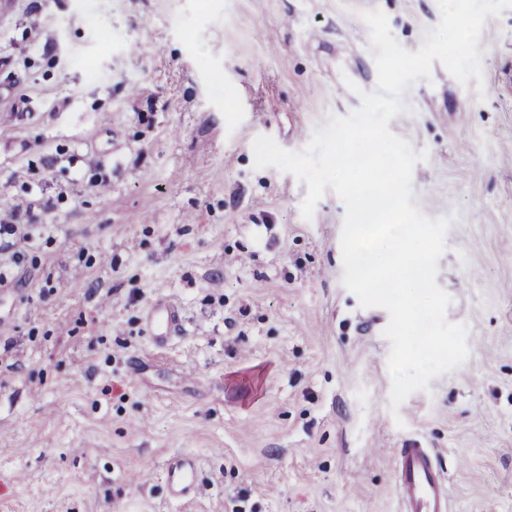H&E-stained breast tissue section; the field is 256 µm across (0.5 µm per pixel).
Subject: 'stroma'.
Listing matches in <instances>:
<instances>
[{
  "mask_svg": "<svg viewBox=\"0 0 512 512\" xmlns=\"http://www.w3.org/2000/svg\"><path fill=\"white\" fill-rule=\"evenodd\" d=\"M381 9L417 51L437 0H0V512H397L434 449L448 512H512V9L482 79L441 63L390 130L428 151L437 284L467 360L392 409L389 321L342 284V201L253 166L375 92ZM180 329L156 345L154 306ZM193 455L192 491L164 472Z\"/></svg>",
  "mask_w": 512,
  "mask_h": 512,
  "instance_id": "35a3bbf8",
  "label": "stroma"
}]
</instances>
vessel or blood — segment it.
Here are the masks:
<instances>
[{"mask_svg":"<svg viewBox=\"0 0 512 512\" xmlns=\"http://www.w3.org/2000/svg\"><path fill=\"white\" fill-rule=\"evenodd\" d=\"M157 343H164L179 326V315L172 305L156 312ZM395 489L400 512H448V480L441 471L435 453L428 448L408 446L397 449ZM195 463L181 457L168 463L166 480L173 496L190 491L194 484Z\"/></svg>","mask_w":512,"mask_h":512,"instance_id":"obj_1","label":"vessel or blood"}]
</instances>
